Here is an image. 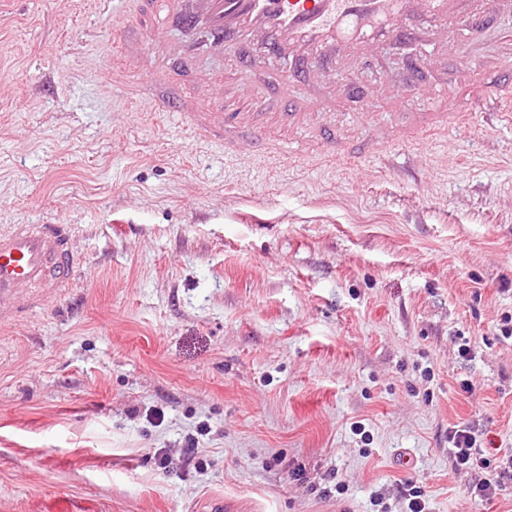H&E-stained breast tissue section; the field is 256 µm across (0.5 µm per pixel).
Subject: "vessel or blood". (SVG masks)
<instances>
[{
	"mask_svg": "<svg viewBox=\"0 0 512 512\" xmlns=\"http://www.w3.org/2000/svg\"><path fill=\"white\" fill-rule=\"evenodd\" d=\"M129 11L151 28L147 38L122 29L120 61L112 66V85L121 87L129 73L143 76L147 86L166 88L175 80L211 90L223 88L234 96L238 84L223 73L205 67L206 49L237 48V62L256 89L260 108L255 112H228L222 103L203 106L192 95L153 96L155 112L176 113L194 138L223 142L233 149L242 138L253 140L262 153L287 157L285 129L314 122L330 112L331 99L313 70L331 77L343 60L362 58L370 42L434 40L447 42L444 32L422 27V16H452L471 25L504 9V0H128ZM177 27L182 37L170 45L164 31ZM289 57L290 72L269 82L266 59ZM304 83L307 97L295 99L293 88ZM440 111L428 113L412 125L416 136L426 126L453 129L476 104H498L512 99V71H497L472 83L467 95L456 84L446 86ZM315 146L329 155L348 154L352 148L333 125L319 127ZM71 237L60 224H16L0 233V299L26 296L31 309L44 308L76 274Z\"/></svg>",
	"mask_w": 512,
	"mask_h": 512,
	"instance_id": "obj_1",
	"label": "vessel or blood"
}]
</instances>
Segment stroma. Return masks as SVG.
Masks as SVG:
<instances>
[{
    "mask_svg": "<svg viewBox=\"0 0 512 512\" xmlns=\"http://www.w3.org/2000/svg\"><path fill=\"white\" fill-rule=\"evenodd\" d=\"M434 24L451 45L412 51L447 80L390 99L406 52L377 46L368 108L327 116L353 144L458 80L472 33ZM115 26L0 0V232L64 225L80 263L0 328V512H409L405 479L425 512H512V482L482 503L448 460L462 423L512 452V123L228 152L112 89ZM347 141L348 139L336 130L335 126L328 124L318 128V137L312 144L322 152L336 156V154H351L352 147Z\"/></svg>",
    "mask_w": 512,
    "mask_h": 512,
    "instance_id": "35a3bbf8",
    "label": "stroma"
}]
</instances>
